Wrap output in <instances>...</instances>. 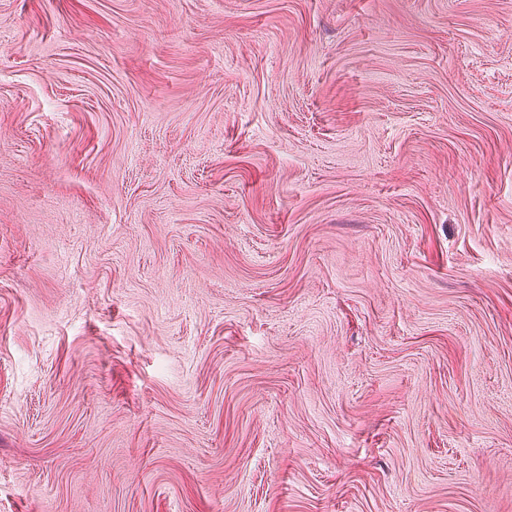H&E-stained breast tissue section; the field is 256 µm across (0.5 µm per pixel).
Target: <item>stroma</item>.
Segmentation results:
<instances>
[{
  "mask_svg": "<svg viewBox=\"0 0 512 512\" xmlns=\"http://www.w3.org/2000/svg\"><path fill=\"white\" fill-rule=\"evenodd\" d=\"M0 512H512V0H0Z\"/></svg>",
  "mask_w": 512,
  "mask_h": 512,
  "instance_id": "stroma-1",
  "label": "stroma"
}]
</instances>
